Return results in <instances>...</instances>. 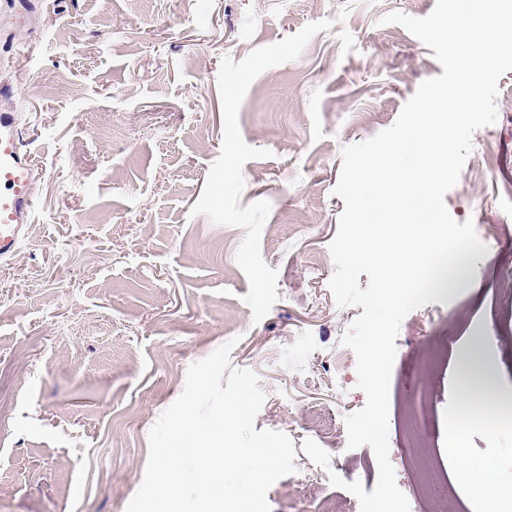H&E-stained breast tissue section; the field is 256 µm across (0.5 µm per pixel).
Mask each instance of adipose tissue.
<instances>
[{"label": "adipose tissue", "mask_w": 512, "mask_h": 512, "mask_svg": "<svg viewBox=\"0 0 512 512\" xmlns=\"http://www.w3.org/2000/svg\"><path fill=\"white\" fill-rule=\"evenodd\" d=\"M494 380L492 368L484 363L480 354H473L462 376L463 403L460 415L465 424L482 426L492 432L497 430L504 415L497 410L498 393ZM455 477L468 485L491 512H497L502 504L512 501L511 483L500 482L478 471L467 460H459Z\"/></svg>", "instance_id": "adipose-tissue-1"}]
</instances>
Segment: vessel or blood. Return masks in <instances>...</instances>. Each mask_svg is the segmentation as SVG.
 Here are the masks:
<instances>
[{"mask_svg": "<svg viewBox=\"0 0 512 512\" xmlns=\"http://www.w3.org/2000/svg\"><path fill=\"white\" fill-rule=\"evenodd\" d=\"M38 166L24 152L12 113H0V258L13 256L31 219Z\"/></svg>", "mask_w": 512, "mask_h": 512, "instance_id": "b4317fda", "label": "vessel or blood"}]
</instances>
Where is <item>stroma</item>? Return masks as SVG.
Masks as SVG:
<instances>
[{"label":"stroma","instance_id":"35a3bbf8","mask_svg":"<svg viewBox=\"0 0 512 512\" xmlns=\"http://www.w3.org/2000/svg\"><path fill=\"white\" fill-rule=\"evenodd\" d=\"M435 0H46L0 13V111L17 115L38 162L31 222L0 260V512H126L148 458V433L182 393L188 367L225 343L266 401L258 430L297 446L293 474L267 494L271 512H360L301 452L322 446L340 478L373 491L370 446L347 449L345 419L366 396L341 337L361 308L338 307L329 244L344 146L396 121L419 84L441 75L431 48L385 15L427 16ZM332 21L296 60L251 84L245 142L270 150L243 167L241 205L270 204L261 255L278 300L254 321L236 262L245 231L192 214L222 145L217 75ZM498 120L445 203L472 220L487 253L440 301L404 319L389 390V457L407 490L414 454L435 463L437 507L486 512L453 473L459 456L512 482V433L448 429L459 373L480 349L512 396V71L498 81Z\"/></svg>","mask_w":512,"mask_h":512}]
</instances>
